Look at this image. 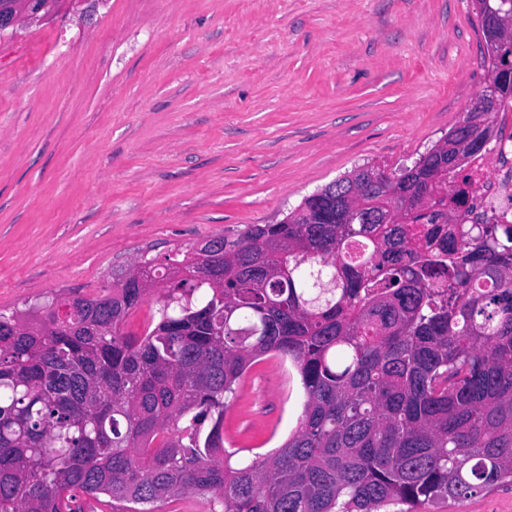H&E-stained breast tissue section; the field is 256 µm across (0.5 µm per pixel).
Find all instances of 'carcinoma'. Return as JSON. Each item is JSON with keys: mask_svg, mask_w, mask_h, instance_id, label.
Wrapping results in <instances>:
<instances>
[{"mask_svg": "<svg viewBox=\"0 0 512 512\" xmlns=\"http://www.w3.org/2000/svg\"><path fill=\"white\" fill-rule=\"evenodd\" d=\"M493 92L414 165L362 167L274 224L148 265L158 319L124 331L149 288L0 315V512H81L78 494L224 512H377L512 485V223H456L471 159L502 142L512 99L507 0H472ZM482 143L454 158L464 124ZM274 352L306 400L275 453L224 448V408ZM157 512H224L211 496L185 494L157 504ZM216 510V511H215Z\"/></svg>", "mask_w": 512, "mask_h": 512, "instance_id": "obj_1", "label": "carcinoma"}]
</instances>
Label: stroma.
Masks as SVG:
<instances>
[{"instance_id":"1","label":"stroma","mask_w":512,"mask_h":512,"mask_svg":"<svg viewBox=\"0 0 512 512\" xmlns=\"http://www.w3.org/2000/svg\"><path fill=\"white\" fill-rule=\"evenodd\" d=\"M0 33V313L111 287L370 163L411 164L478 102L471 0H111ZM304 390L245 372L224 445L267 456ZM383 512H512V486Z\"/></svg>"}]
</instances>
